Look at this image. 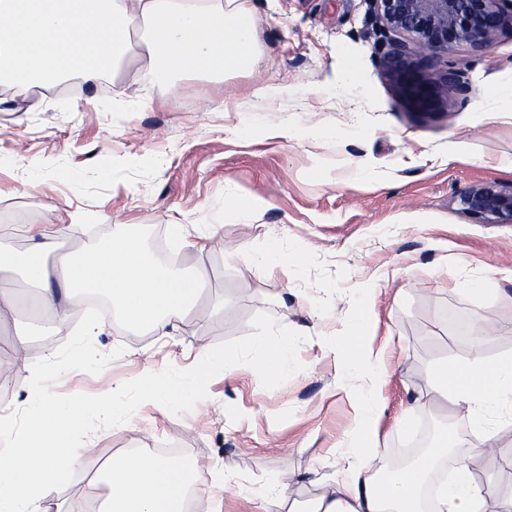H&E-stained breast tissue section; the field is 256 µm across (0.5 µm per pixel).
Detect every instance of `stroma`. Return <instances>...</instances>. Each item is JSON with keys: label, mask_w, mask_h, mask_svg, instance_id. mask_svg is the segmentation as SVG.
<instances>
[{"label": "stroma", "mask_w": 512, "mask_h": 512, "mask_svg": "<svg viewBox=\"0 0 512 512\" xmlns=\"http://www.w3.org/2000/svg\"><path fill=\"white\" fill-rule=\"evenodd\" d=\"M245 4L261 50L254 71L153 82L138 22L114 76L94 85L72 77L35 111L14 91H0L1 244L25 251L28 225L47 223L50 207L77 209L83 220L60 234L61 251H91L134 224L145 250L162 248L206 282L170 335L130 333L105 320L94 346L104 354L121 346L124 354L95 375L68 372L54 391L103 394L168 365L190 368L199 347L252 334L261 312L306 337L303 371L277 388H264L243 365L212 379L187 415L147 403L128 424L94 433L97 457L68 471L57 497L79 501L95 491L112 455L157 457L174 448L197 466L196 512H249L238 484L271 496L284 473L298 475L289 495L303 507L321 492L307 474L330 475L342 464L351 400L363 389L357 377H342L329 342L346 339L363 319L389 360L378 390L380 462L406 458L422 426L438 425L459 442L477 480L495 475L500 491L511 493L512 428H503L497 454L474 457L467 418L416 408L414 400L435 366L469 356V324L489 327L487 359L512 353V224L483 223L460 202L476 183L512 184V173L492 166L512 155V104L501 103L495 119L486 114L489 90L512 84V33L485 52L460 46L426 60L430 75L462 69L471 89L447 111L422 115L382 68L389 42L376 32L368 0ZM346 57L359 79L340 90ZM220 101L225 111L216 110ZM453 141L460 147L452 154ZM358 157L370 166L363 181L351 172ZM250 199L267 206L245 225L235 209ZM173 224L185 225L186 241L171 235ZM213 224L223 245L198 251L195 242ZM274 239L280 256L270 276L262 263ZM43 326L19 313L0 328V349L19 328L38 352L66 341Z\"/></svg>", "instance_id": "stroma-1"}]
</instances>
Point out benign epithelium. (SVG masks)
<instances>
[{
  "label": "benign epithelium",
  "mask_w": 512,
  "mask_h": 512,
  "mask_svg": "<svg viewBox=\"0 0 512 512\" xmlns=\"http://www.w3.org/2000/svg\"><path fill=\"white\" fill-rule=\"evenodd\" d=\"M392 48L383 67L401 95L424 113L445 110L448 99L469 91L465 73L449 67L425 75L422 55L448 53L459 45L482 51L498 34L512 31V0H370ZM465 213L488 224L512 223V185L484 182L461 197Z\"/></svg>",
  "instance_id": "benign-epithelium-1"
}]
</instances>
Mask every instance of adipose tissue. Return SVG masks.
Here are the masks:
<instances>
[{
  "label": "adipose tissue",
  "mask_w": 512,
  "mask_h": 512,
  "mask_svg": "<svg viewBox=\"0 0 512 512\" xmlns=\"http://www.w3.org/2000/svg\"><path fill=\"white\" fill-rule=\"evenodd\" d=\"M137 18L149 26L146 50L155 82L168 83L176 73L225 78L260 62L254 18L242 0H0V82L26 91L52 86L71 72L97 82L128 46V27ZM29 234L25 255L0 249V270L20 266L28 281L40 284L36 304L48 334L69 324L89 292L106 293L129 325L164 335L178 329L198 300L201 276L154 266L137 228L80 255L59 252L53 225H31ZM365 334L364 326H356L353 342L334 349L341 369L359 367L373 390L356 399L355 453L332 475L313 472L311 481L322 492L312 512H512V495H500L493 477L476 482L465 465L424 504L422 490L433 464L447 456L448 438L397 477L381 480L374 444L381 411L376 389L387 362L380 349L356 353L353 343ZM467 336L469 357L434 369L431 390L416 403L432 408L445 402L469 418L480 434L473 452L481 455L495 450L500 436L499 428L485 426V413L504 403L512 407V355L485 358L487 327L468 328ZM22 390L23 428L0 409V512H86L85 502L65 504L53 497L66 471L81 462L72 440L86 426V406L77 395L57 400L36 385ZM195 479V469L181 462L114 455L101 472L106 492L100 512H187Z\"/></svg>",
  "instance_id": "obj_1"
}]
</instances>
